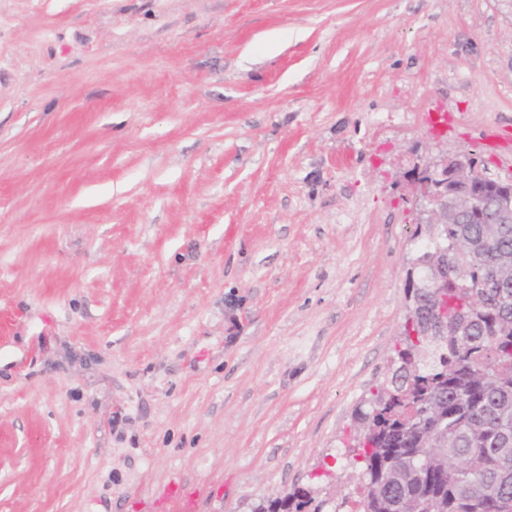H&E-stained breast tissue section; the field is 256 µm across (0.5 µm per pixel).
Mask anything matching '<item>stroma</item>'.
<instances>
[{"label":"stroma","mask_w":512,"mask_h":512,"mask_svg":"<svg viewBox=\"0 0 512 512\" xmlns=\"http://www.w3.org/2000/svg\"><path fill=\"white\" fill-rule=\"evenodd\" d=\"M507 124L512 0H0V512L354 497L410 179ZM204 495L203 487L173 481L147 512H199Z\"/></svg>","instance_id":"35a3bbf8"}]
</instances>
